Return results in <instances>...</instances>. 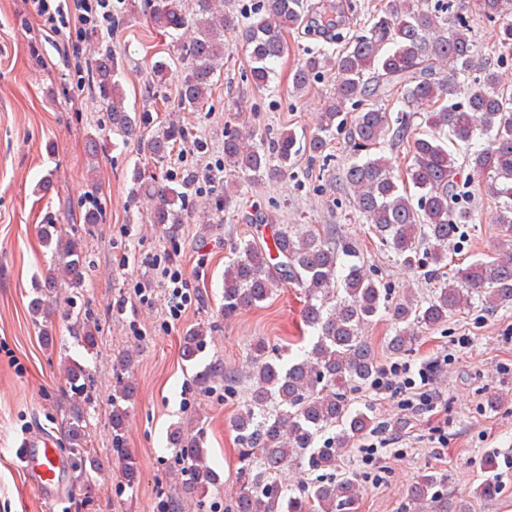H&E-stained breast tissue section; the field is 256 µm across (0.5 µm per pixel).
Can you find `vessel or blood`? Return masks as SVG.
<instances>
[{"label": "vessel or blood", "mask_w": 512, "mask_h": 512, "mask_svg": "<svg viewBox=\"0 0 512 512\" xmlns=\"http://www.w3.org/2000/svg\"><path fill=\"white\" fill-rule=\"evenodd\" d=\"M21 462L42 497L54 499L62 494L66 464L49 434L43 431L30 434L21 451Z\"/></svg>", "instance_id": "obj_1"}]
</instances>
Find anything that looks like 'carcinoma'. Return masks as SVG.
<instances>
[{
	"mask_svg": "<svg viewBox=\"0 0 512 512\" xmlns=\"http://www.w3.org/2000/svg\"><path fill=\"white\" fill-rule=\"evenodd\" d=\"M483 14L498 24L495 46L512 54V0H477ZM186 11L183 0H152L147 22L175 39L181 31H192L189 43L177 44L178 60L185 76L178 88L177 107L182 112H201L209 102L213 77L224 56V31L239 28L238 16L228 0H193ZM463 0L448 7L442 17L419 8L417 0H386L383 14L355 35L336 59L309 55L297 66L293 88L302 92L310 79L334 64L339 83L330 97L315 132L304 149L322 154L333 129L344 132L355 160L344 175V185L355 211L382 245L402 264H425L427 278L436 287L423 301L408 290L389 302L386 289L367 271L358 247L346 237L336 236V225L323 229L311 225L303 230L288 224L254 226L252 237L236 244L235 257L224 266V317L231 318L246 308L258 306L275 290L287 284L304 294V322L312 330L310 350L292 361L280 362L256 343L249 356L248 370L224 368L215 362L196 375L207 385L217 380L251 382L243 408L232 420L241 449L242 482L231 498L227 512H348L359 499V484L350 477L321 483L304 493L291 494L277 473L296 460L312 467L336 466V453L348 447L370 426V414L351 410L348 393L370 382L379 370L372 342L365 329L381 314L390 316L393 335L388 350L394 355L412 349L422 329H435L448 315L479 301L495 311L512 305V94L497 88L498 74L484 68L469 36V26L458 15ZM310 23L319 32L340 28L342 16L324 6L304 9L300 0H265L252 21L242 28V40L251 58V83L265 89L271 81L272 63L285 50L284 33ZM453 78L443 76L444 67ZM167 65L157 61L150 67L152 95L164 88ZM120 64L112 51L98 52L91 66V83L105 104L110 131L123 139L135 138L140 150L162 162L177 141L188 136L180 124L150 136L146 112L131 113L117 80ZM474 72L481 79L468 81ZM464 94L466 104L454 102ZM400 104V111H425L426 129L414 133L406 175L418 196L399 186L391 160L370 153L387 135L409 138L411 124L401 120L391 128L385 109L365 106V98ZM362 107L350 125L341 116L347 102ZM493 134L491 147L465 158L472 177L487 182L490 197L497 201L492 222L508 237L493 255H484L465 266L448 269V246L460 238L462 228L474 220L476 209L457 202L460 166L448 152L447 141L470 142L478 135ZM255 131L233 128L224 132V163L245 181L255 183L288 170L299 149L292 132L282 133L265 150L255 142ZM131 197L147 193L156 199L148 221L152 224L183 222L187 183L170 187L140 167L131 177ZM41 238L52 248L53 263L46 270L43 286L30 301L36 319L48 322L54 304L55 284L63 280L74 291L83 288L85 262L81 242L56 224L42 227ZM425 261H420V255ZM72 332L88 350L97 346L98 327L75 319ZM202 328L189 331L183 340V355L196 357ZM74 401L64 421V436L75 481L84 482L102 470L103 464L88 447V425L84 404L90 402L87 370L70 361L64 370ZM135 394L131 380L119 383L112 402L113 452L125 481L133 485L138 470L133 456L123 448L128 412L122 403ZM339 431L333 443L319 445L326 428ZM168 443L177 449L183 463L181 486L189 497H204L217 485L219 475L209 465L201 430L188 432L174 426ZM446 475L429 474L415 483L408 496L413 501L431 500L442 512H467L463 501L436 493Z\"/></svg>",
	"mask_w": 512,
	"mask_h": 512,
	"instance_id": "cac0c4a2",
	"label": "carcinoma"
}]
</instances>
